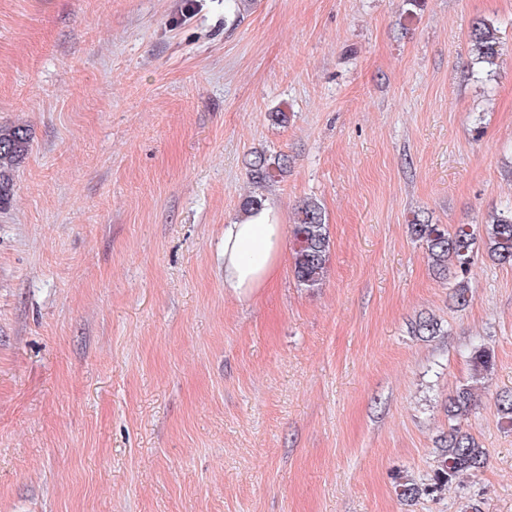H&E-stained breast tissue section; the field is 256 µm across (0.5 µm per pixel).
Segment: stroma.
<instances>
[{"instance_id": "stroma-1", "label": "stroma", "mask_w": 512, "mask_h": 512, "mask_svg": "<svg viewBox=\"0 0 512 512\" xmlns=\"http://www.w3.org/2000/svg\"><path fill=\"white\" fill-rule=\"evenodd\" d=\"M0 125L31 136L0 208V512H512V266L478 249L460 309L408 233L512 204V0H0ZM260 152L288 157L261 189ZM257 193L287 225L322 207L320 288L288 251L225 288ZM480 345L488 463L405 505ZM499 42L496 28L483 19L474 22L470 32L471 54L478 72L491 76L497 66ZM473 376L482 379L483 384L489 380L494 370L493 353L485 347H476L471 355Z\"/></svg>"}]
</instances>
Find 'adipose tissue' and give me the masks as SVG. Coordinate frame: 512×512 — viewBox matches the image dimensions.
<instances>
[{
	"instance_id": "obj_1",
	"label": "adipose tissue",
	"mask_w": 512,
	"mask_h": 512,
	"mask_svg": "<svg viewBox=\"0 0 512 512\" xmlns=\"http://www.w3.org/2000/svg\"><path fill=\"white\" fill-rule=\"evenodd\" d=\"M285 226L271 202L224 227V286L245 297L276 276L283 254Z\"/></svg>"
}]
</instances>
